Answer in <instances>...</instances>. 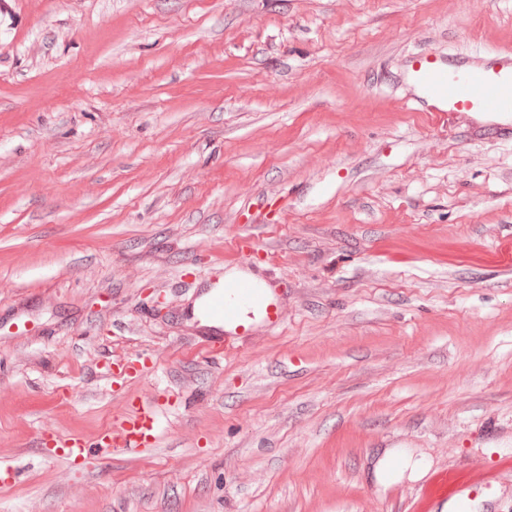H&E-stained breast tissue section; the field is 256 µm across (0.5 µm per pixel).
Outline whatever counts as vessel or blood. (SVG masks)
Listing matches in <instances>:
<instances>
[{
    "mask_svg": "<svg viewBox=\"0 0 512 512\" xmlns=\"http://www.w3.org/2000/svg\"><path fill=\"white\" fill-rule=\"evenodd\" d=\"M410 78L422 102L438 117L469 112L487 118L512 117V53L498 52L480 61L466 58L444 62L428 57L413 59ZM204 322L219 323L221 336L206 340L215 354L230 351L231 339L250 333L256 323L280 327L284 312L273 288L249 279H228L215 286L197 308ZM159 416L154 407L135 406L112 427L92 439L60 436L55 446L71 462L86 461L96 452L135 453L154 447L159 439Z\"/></svg>",
    "mask_w": 512,
    "mask_h": 512,
    "instance_id": "1",
    "label": "vessel or blood"
}]
</instances>
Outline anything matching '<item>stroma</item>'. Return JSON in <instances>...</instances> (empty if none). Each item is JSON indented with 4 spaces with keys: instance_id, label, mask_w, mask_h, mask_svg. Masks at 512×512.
Instances as JSON below:
<instances>
[{
    "instance_id": "stroma-1",
    "label": "stroma",
    "mask_w": 512,
    "mask_h": 512,
    "mask_svg": "<svg viewBox=\"0 0 512 512\" xmlns=\"http://www.w3.org/2000/svg\"><path fill=\"white\" fill-rule=\"evenodd\" d=\"M505 50L512 0H0V512H512V121L407 70ZM244 238L286 322L209 354ZM130 398L155 447L55 453Z\"/></svg>"
}]
</instances>
